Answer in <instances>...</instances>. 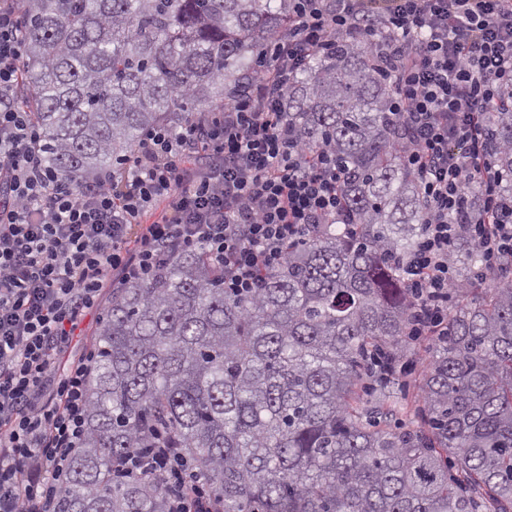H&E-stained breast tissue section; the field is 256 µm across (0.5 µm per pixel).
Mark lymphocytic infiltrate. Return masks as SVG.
<instances>
[{
	"mask_svg": "<svg viewBox=\"0 0 512 512\" xmlns=\"http://www.w3.org/2000/svg\"><path fill=\"white\" fill-rule=\"evenodd\" d=\"M372 36L397 88V147L428 204L403 275L413 336L448 316V249L467 239L486 266L512 258V197L502 194L489 114L511 103L512 0H294L285 39L262 53L223 118L147 132L133 156L67 180L16 101L22 24L0 8V512H55L85 441L95 356H60L104 288L153 280L164 258L203 248L225 287H262L287 244L338 224L341 174L308 154L282 101L315 54ZM167 201L161 219L147 215ZM153 476L167 512H219L202 474L156 433Z\"/></svg>",
	"mask_w": 512,
	"mask_h": 512,
	"instance_id": "lymphocytic-infiltrate-1",
	"label": "lymphocytic infiltrate"
}]
</instances>
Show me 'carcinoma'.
Masks as SVG:
<instances>
[{"label": "carcinoma", "mask_w": 512, "mask_h": 512, "mask_svg": "<svg viewBox=\"0 0 512 512\" xmlns=\"http://www.w3.org/2000/svg\"><path fill=\"white\" fill-rule=\"evenodd\" d=\"M23 18L18 99L65 179L203 112L288 32L291 0H10ZM396 89L372 40L312 56L285 97L311 153L342 171L347 227L322 224L255 293L201 248L115 289L96 341L86 440L56 512H167L118 461L166 434L220 512H512V280L482 289L465 246L460 299L435 333L425 426L393 430L410 292L400 262L425 209L395 148ZM512 193V112L490 114Z\"/></svg>", "instance_id": "1"}]
</instances>
